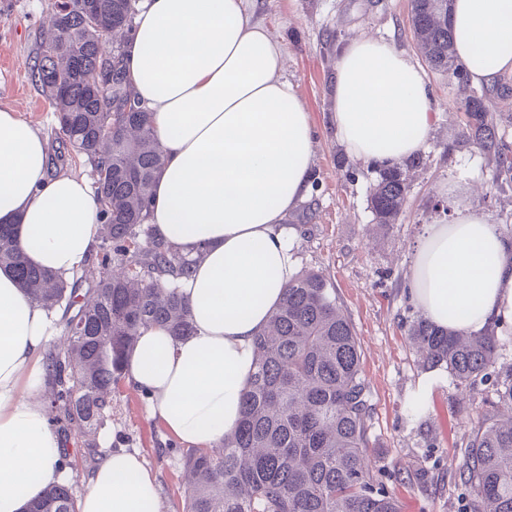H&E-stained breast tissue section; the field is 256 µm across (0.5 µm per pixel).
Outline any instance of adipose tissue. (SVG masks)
<instances>
[{
  "instance_id": "obj_1",
  "label": "adipose tissue",
  "mask_w": 512,
  "mask_h": 512,
  "mask_svg": "<svg viewBox=\"0 0 512 512\" xmlns=\"http://www.w3.org/2000/svg\"><path fill=\"white\" fill-rule=\"evenodd\" d=\"M451 25L471 83L488 87L512 74V0H453ZM123 66L165 155L151 222L199 257L184 288L194 336L148 329L127 372L151 395L152 418L208 450L238 426L254 338L297 273L284 221L308 191L314 132L279 43L253 21L247 0H146ZM330 117L351 155L391 168L426 150L435 114L417 63L361 35L337 52ZM48 160L38 129L0 109V224L15 225L30 262L69 279L96 252L100 206L84 178L50 174ZM412 295L448 331H511L512 235L466 207L448 223L424 225ZM452 305L462 318H449ZM58 336V314L0 267V512H24L71 479L38 400L44 352ZM76 508L160 512L156 477L138 454H106Z\"/></svg>"
}]
</instances>
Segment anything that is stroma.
I'll use <instances>...</instances> for the list:
<instances>
[{
	"instance_id": "1",
	"label": "stroma",
	"mask_w": 512,
	"mask_h": 512,
	"mask_svg": "<svg viewBox=\"0 0 512 512\" xmlns=\"http://www.w3.org/2000/svg\"><path fill=\"white\" fill-rule=\"evenodd\" d=\"M250 10L280 44L285 77L315 132L311 187L286 222L299 271L324 273L361 345L372 479L395 494L402 512H462L465 450L491 395L481 387L458 391L446 372L423 367L409 345L407 327L421 313L410 295L413 252L423 225L448 222L453 200L512 233V182L494 186L495 163L477 148L448 150L463 111L447 74L424 64L411 31L412 0H251ZM54 12L55 0H0V108L40 130L52 173L89 179L92 164L58 139L52 104L31 77ZM363 33L385 38L422 64L435 103L423 163L408 171L404 211L389 226L375 224L370 209L377 168L346 152L329 119L337 50ZM147 405V394L125 377L90 440L67 430L74 494L106 450L124 448L138 451L155 474L163 512H184L186 445L148 416Z\"/></svg>"
}]
</instances>
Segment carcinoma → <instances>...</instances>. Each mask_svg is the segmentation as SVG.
<instances>
[{
	"label": "carcinoma",
	"mask_w": 512,
	"mask_h": 512,
	"mask_svg": "<svg viewBox=\"0 0 512 512\" xmlns=\"http://www.w3.org/2000/svg\"><path fill=\"white\" fill-rule=\"evenodd\" d=\"M450 5L413 0L412 31L425 60L448 72L464 108L462 142L493 156L499 179L512 172V146L499 135L512 113L496 115L485 101L512 94V77L481 91L470 85L456 63ZM136 7L137 0H63L32 68L56 112L58 138L94 166L103 218L98 278L82 288L32 265L14 227L0 224V266L13 270L31 301L64 308L66 344L49 352L48 384L59 417L83 437L112 408V387L139 336L154 326L176 338L194 332L180 288L197 258L149 224L164 155L122 65ZM108 36L110 54L101 48ZM409 190L401 168L381 170L370 194L375 223H396ZM407 338L424 365L457 386H491L493 413L470 440L462 484L469 512H512V363L498 364V336L452 333L420 317ZM368 397L357 337L334 288L321 272L297 275L255 339L238 429L220 447L184 456L186 512H400L370 478ZM26 512H77L72 488H46Z\"/></svg>",
	"instance_id": "carcinoma-1"
}]
</instances>
